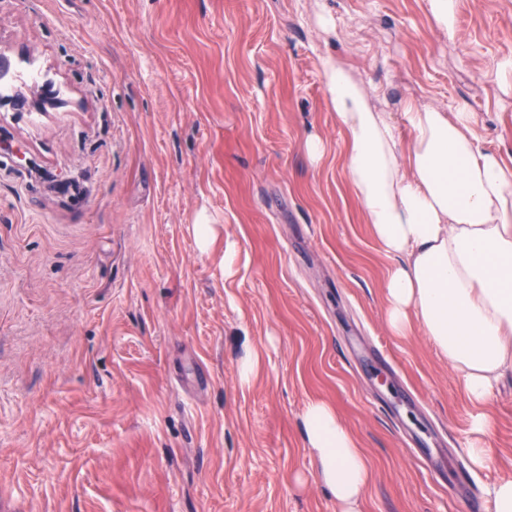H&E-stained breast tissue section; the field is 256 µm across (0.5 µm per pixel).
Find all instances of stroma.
<instances>
[{"label":"stroma","mask_w":512,"mask_h":512,"mask_svg":"<svg viewBox=\"0 0 512 512\" xmlns=\"http://www.w3.org/2000/svg\"><path fill=\"white\" fill-rule=\"evenodd\" d=\"M457 4L447 32L427 0H0V88L57 93L0 108V512H339L316 400L368 456L362 512H467L460 473L484 501L512 476V375L471 471L457 374L388 329L323 82L341 56L400 127L466 108L512 167V0Z\"/></svg>","instance_id":"35a3bbf8"}]
</instances>
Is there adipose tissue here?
I'll list each match as a JSON object with an SVG mask.
<instances>
[{"label":"adipose tissue","instance_id":"obj_1","mask_svg":"<svg viewBox=\"0 0 512 512\" xmlns=\"http://www.w3.org/2000/svg\"><path fill=\"white\" fill-rule=\"evenodd\" d=\"M323 78L347 135V179L391 261L388 328L405 336L420 327L460 377L474 407L466 455L484 469L483 407L512 374V168L480 148L466 109H410L404 145L344 60L327 57ZM303 427L321 485L341 512H360L370 477L363 449L326 402L307 404Z\"/></svg>","mask_w":512,"mask_h":512}]
</instances>
